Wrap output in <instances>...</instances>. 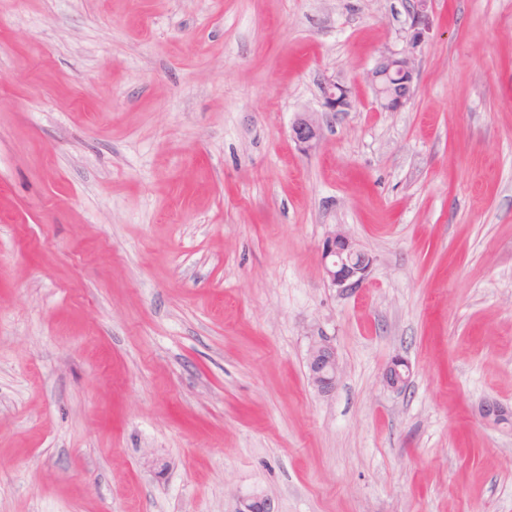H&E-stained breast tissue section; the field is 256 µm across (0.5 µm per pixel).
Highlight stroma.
Wrapping results in <instances>:
<instances>
[{"mask_svg": "<svg viewBox=\"0 0 512 512\" xmlns=\"http://www.w3.org/2000/svg\"><path fill=\"white\" fill-rule=\"evenodd\" d=\"M404 2L0 0V512H512V0H433L387 112ZM430 3L431 0L406 1L407 26L399 31L402 48L382 53L367 73V81L377 100L388 112L400 111L415 92L418 78L416 56L429 30ZM323 98L325 107L329 112H346L352 107L350 91L338 82L325 83ZM322 132L318 112H301L291 124V137L303 153L314 151L320 142ZM322 259L330 286L342 292L362 288L373 265L372 256L336 227L322 243ZM307 367L311 384L321 395H330L338 381L336 349L326 336H319L310 345ZM409 375L410 366L408 362L401 358H395L386 368L383 381L388 388L402 390L407 384ZM479 416L489 424L507 423L512 418V410L495 399H484L478 407Z\"/></svg>", "mask_w": 512, "mask_h": 512, "instance_id": "obj_1", "label": "stroma"}]
</instances>
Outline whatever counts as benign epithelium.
Masks as SVG:
<instances>
[{
    "label": "benign epithelium",
    "mask_w": 512,
    "mask_h": 512,
    "mask_svg": "<svg viewBox=\"0 0 512 512\" xmlns=\"http://www.w3.org/2000/svg\"><path fill=\"white\" fill-rule=\"evenodd\" d=\"M430 3L431 0H406L407 26L399 31L402 48L382 53L367 73V81L377 100L388 112L400 111L415 92L418 78L416 56L429 30ZM323 98L325 107L331 112H347L352 107L350 91L337 82L324 85ZM321 132V118L317 112H301L291 124V137L304 153L318 147ZM322 259L329 285L342 292L363 287L373 265L372 256L341 229H334L326 235L322 243ZM307 367L311 384L319 394L329 395L336 390L338 360L336 349L328 337L320 336L312 341ZM409 375L408 362L395 358L386 368L383 381L387 387L401 390L406 386ZM478 413L489 424L498 425L512 419V410L495 399L483 400ZM239 512H271V504L265 495L254 493L243 500Z\"/></svg>",
    "instance_id": "obj_1"
}]
</instances>
